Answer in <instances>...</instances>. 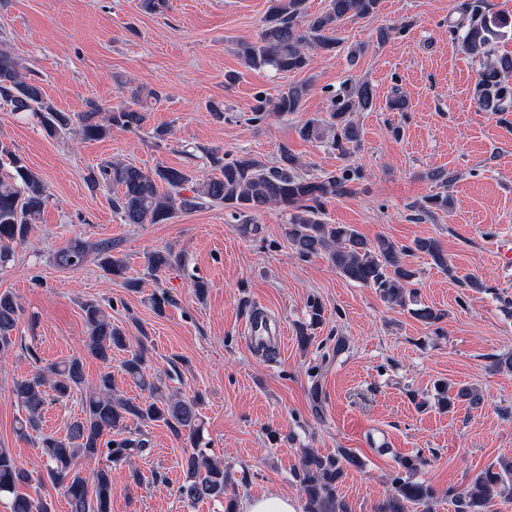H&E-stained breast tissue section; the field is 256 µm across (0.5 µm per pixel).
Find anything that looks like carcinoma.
I'll list each match as a JSON object with an SVG mask.
<instances>
[{"instance_id": "cac0c4a2", "label": "carcinoma", "mask_w": 512, "mask_h": 512, "mask_svg": "<svg viewBox=\"0 0 512 512\" xmlns=\"http://www.w3.org/2000/svg\"><path fill=\"white\" fill-rule=\"evenodd\" d=\"M380 0H329L326 9L311 14L306 0H270L257 40L237 44L244 65L277 73L302 72L308 69L311 52H333L338 41L334 37L347 19L375 14ZM498 16H486L480 5H471L468 22L460 23L454 34L462 50L474 53L483 49L490 36L506 27ZM512 72V57L502 56L486 64L479 74L478 107L485 112H503L512 107V83L506 74ZM310 84L288 88L276 99L262 94L254 97L251 112L260 120L270 114H289L301 109ZM374 91L365 81L352 82L330 97L328 129L333 132L336 150L350 153L362 139L360 127L352 113L372 109ZM12 112H30L45 132L53 136L73 130L84 140L101 139L112 128L135 132L147 119V113L133 106L112 108L100 118L101 107L89 109L76 117L58 111L45 99L40 79L24 76L20 64L0 52V106ZM300 137L317 140L322 136V120L311 118L299 128ZM212 174L200 179L192 171L159 164L142 169L122 162L99 167L104 184L118 188L112 208L126 224H166L180 212L207 204H218L243 218L271 206L288 214V241L302 258L325 255L344 278L375 289L386 303L401 306L405 292L416 277L415 270L404 257L411 252L428 256L438 268L453 274L441 243L435 238H420L412 245H400L380 237L370 241L349 224H327L322 218L323 201L344 193L359 177L360 171L343 168L317 180L300 173V161L288 148L281 149L275 165L266 166L249 154L226 161L216 150L206 151ZM48 201L45 183L36 171L15 152L10 143L0 139V263L10 260L14 246L27 241L32 224L40 218ZM448 209V195L435 193L420 206L423 213ZM87 256L84 245L74 242L56 255L57 265L79 267ZM96 260L109 277L124 275V266L112 257V247L102 244L96 249ZM177 261L169 250H158L147 256V266L155 273L172 267ZM87 328L85 350L103 365L95 389L81 397V413L68 427L65 436L43 432L42 415L47 404L45 385L58 398L83 390V357L73 355L51 363L14 384V394L25 411L18 421L17 432L25 438H37V447L48 461L47 480L59 485L69 506L68 512H111L113 492L112 470L97 468L92 478L82 475L81 465L102 458L117 465L145 453L148 444L141 425L161 422L178 439L184 437L181 467L184 474L178 488L181 498L197 503L205 499L224 500V512H238L235 495L229 494L231 478L224 464L211 458L203 442L196 399H179L169 395L164 385L146 373L142 352H133L121 362V369L141 390L143 399L114 397L112 352L128 350L129 336L112 323L111 317L94 301L82 305ZM20 307L15 297L0 293V354L14 349ZM441 408L453 410L465 402L478 408L483 396L478 388L455 383L437 386ZM355 458L342 449L334 456H323L312 449L301 452L295 477L304 495L303 512H348L336 497V485L344 477ZM33 476L6 448H0V493L11 496V512H54L52 502L25 492ZM512 497V460L502 459L478 473L463 489L448 490L455 512H488L495 497ZM435 497L434 490L403 477L394 480L393 495L383 502L378 512H408V506L426 503Z\"/></svg>"}]
</instances>
